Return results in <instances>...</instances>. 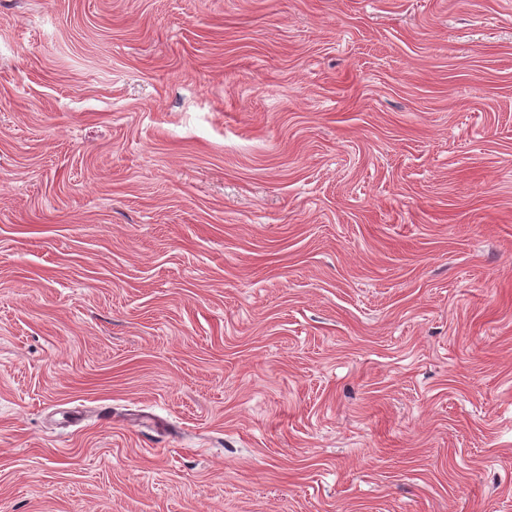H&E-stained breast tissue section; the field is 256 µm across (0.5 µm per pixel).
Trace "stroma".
<instances>
[{"label":"stroma","instance_id":"1","mask_svg":"<svg viewBox=\"0 0 512 512\" xmlns=\"http://www.w3.org/2000/svg\"><path fill=\"white\" fill-rule=\"evenodd\" d=\"M0 512H512V0H0Z\"/></svg>","mask_w":512,"mask_h":512}]
</instances>
